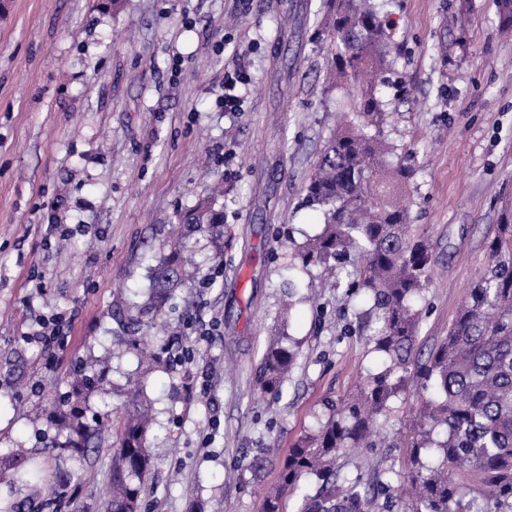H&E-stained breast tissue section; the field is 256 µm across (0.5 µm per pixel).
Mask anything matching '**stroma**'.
Masks as SVG:
<instances>
[{
    "label": "stroma",
    "instance_id": "stroma-1",
    "mask_svg": "<svg viewBox=\"0 0 512 512\" xmlns=\"http://www.w3.org/2000/svg\"><path fill=\"white\" fill-rule=\"evenodd\" d=\"M455 3L372 0L392 61L383 135L417 171L408 202L431 254L423 355L486 269L500 198H512V37L497 32L496 0H472L464 31H448ZM327 23V0L0 6V463L26 449L61 488L42 503L20 467L0 483V506L101 512L112 451L71 453L57 414L74 404L86 420L109 417L135 383L155 416L144 512H262L288 449L383 369L355 319L370 299L322 287V268L290 269L322 229L304 187L350 109L326 87ZM235 59L249 83L229 113L224 71ZM218 181L234 247L218 263L204 235L187 239L197 277L175 293L167 332L147 338L158 363L141 365L119 322L144 302L172 225ZM61 196L71 209L57 225ZM39 317L60 319L63 350L26 340ZM275 323L299 355L281 391L265 393L258 366ZM95 359L106 362L102 381L73 396ZM418 402L407 385L385 446L337 461L365 484L389 472L379 512H402Z\"/></svg>",
    "mask_w": 512,
    "mask_h": 512
}]
</instances>
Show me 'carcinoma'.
<instances>
[{"mask_svg":"<svg viewBox=\"0 0 512 512\" xmlns=\"http://www.w3.org/2000/svg\"><path fill=\"white\" fill-rule=\"evenodd\" d=\"M335 53L327 70L329 88L351 97L353 118L336 132L306 186L305 206L323 216L319 234L298 247L304 268H324L327 285L350 296L365 293L372 306L358 314L375 324L372 350L389 365L368 374L357 397L335 404L325 420L304 435L279 464V483L263 499V512H285L283 496L296 494L297 512H377V478L365 486L336 469L340 455L374 448L391 401L408 382L423 391L414 420V448L404 478V512H512V203L500 210L489 241L486 271L468 288L454 321L423 363L415 347L420 302L429 283L430 254L405 196L417 176L404 162L388 160L380 87L388 63L387 35L370 0H329ZM498 32L512 35V0H498ZM207 236L214 259L232 247L224 213L203 201L182 216L178 237L150 272L145 302L131 307L127 322L143 314L162 316L174 292L194 274L182 253L185 239ZM298 351L275 329L259 377L265 393L280 391ZM152 417L142 389L129 394L116 417L106 512H139L147 491ZM67 447L80 452L99 436L73 407L65 425ZM432 450L436 462L423 460Z\"/></svg>","mask_w":512,"mask_h":512,"instance_id":"obj_1","label":"carcinoma"}]
</instances>
